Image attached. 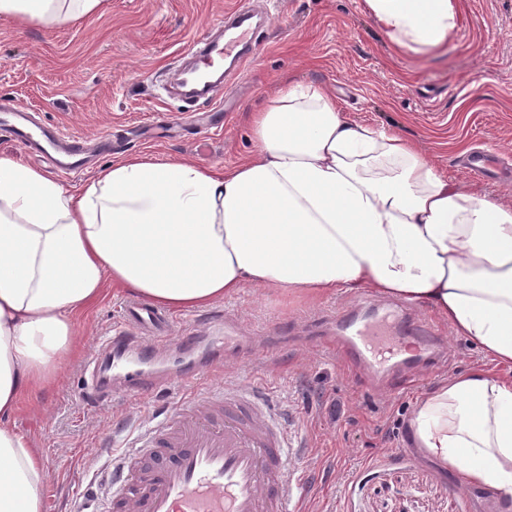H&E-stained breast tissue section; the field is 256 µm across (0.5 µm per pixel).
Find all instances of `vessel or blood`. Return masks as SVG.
<instances>
[{
  "label": "vessel or blood",
  "instance_id": "b4317fda",
  "mask_svg": "<svg viewBox=\"0 0 512 512\" xmlns=\"http://www.w3.org/2000/svg\"><path fill=\"white\" fill-rule=\"evenodd\" d=\"M237 30L225 43L195 41L189 48L198 69L240 66V43L249 40V14L235 10ZM14 128L21 144L57 143V163L72 171L83 164L79 136L61 143L53 131L30 123V109L14 102L0 109V125ZM129 331L103 338L86 363L90 379L104 365L124 371L126 390L143 393L154 379L125 365L129 351L171 347V319L138 303L129 304ZM446 332L418 317L410 303L362 314L352 308L336 316L335 352L363 368L374 381L405 376L418 364L438 366L447 357ZM183 401L140 436L133 448L113 457L104 484L110 512H299L305 476L289 465L288 438L278 411L257 387L203 389L198 376L179 377Z\"/></svg>",
  "mask_w": 512,
  "mask_h": 512
}]
</instances>
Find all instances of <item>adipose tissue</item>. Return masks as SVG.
<instances>
[{
    "instance_id": "ef3b65f1",
    "label": "adipose tissue",
    "mask_w": 512,
    "mask_h": 512,
    "mask_svg": "<svg viewBox=\"0 0 512 512\" xmlns=\"http://www.w3.org/2000/svg\"><path fill=\"white\" fill-rule=\"evenodd\" d=\"M104 0H0V17L60 27ZM398 48L443 44L453 0H366ZM230 168L137 155L71 190L0 154V512H42L44 469L10 423L79 350L77 314L113 284L172 310L241 288L321 296L353 285L417 302L512 365V202L451 183L417 145L293 82L251 113ZM417 448L512 512V377L442 381L409 423Z\"/></svg>"
}]
</instances>
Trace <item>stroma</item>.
Returning <instances> with one entry per match:
<instances>
[{
	"label": "stroma",
	"mask_w": 512,
	"mask_h": 512,
	"mask_svg": "<svg viewBox=\"0 0 512 512\" xmlns=\"http://www.w3.org/2000/svg\"><path fill=\"white\" fill-rule=\"evenodd\" d=\"M102 12L48 29L0 18V102L33 109L36 123L107 141L82 171L80 186L116 158L149 154L207 168L232 166L254 141L248 115L289 79L320 84L354 122L387 127L418 144L461 186L512 201V185L466 174L465 153L486 150L512 161V0H456V27L437 52L395 49L366 0H105ZM260 13L254 53L224 85L222 105L185 103L168 91L188 47L226 10ZM130 295L108 288L78 318L82 351L12 424L41 456L43 512H72L75 494L93 497L114 449L153 427L178 399L164 385L144 398L87 388L84 364L99 339L125 326ZM364 288L308 300L246 287L202 309L172 312L177 336H220L225 323L242 344L213 356L201 387L255 381L285 418L288 441L309 477L304 512H503L494 494L468 485L415 448L408 420L428 390L482 365L512 376L455 332L447 368L423 373L411 389L373 387L329 348L337 309L380 302Z\"/></svg>",
	"instance_id": "35a3bbf8"
}]
</instances>
